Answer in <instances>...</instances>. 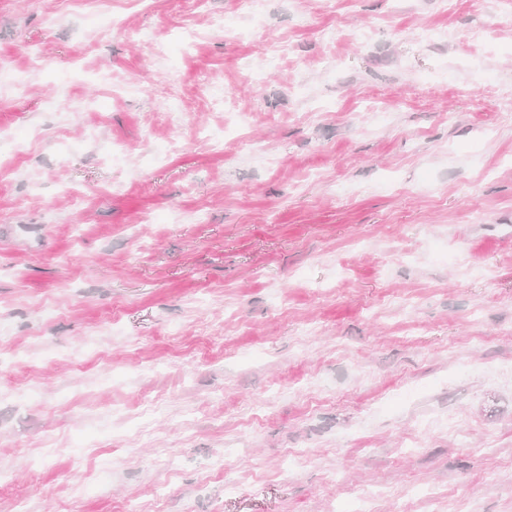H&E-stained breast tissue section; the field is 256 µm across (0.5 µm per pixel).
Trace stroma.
Instances as JSON below:
<instances>
[{
    "mask_svg": "<svg viewBox=\"0 0 512 512\" xmlns=\"http://www.w3.org/2000/svg\"><path fill=\"white\" fill-rule=\"evenodd\" d=\"M500 7L0 0V512H512Z\"/></svg>",
    "mask_w": 512,
    "mask_h": 512,
    "instance_id": "stroma-1",
    "label": "stroma"
}]
</instances>
